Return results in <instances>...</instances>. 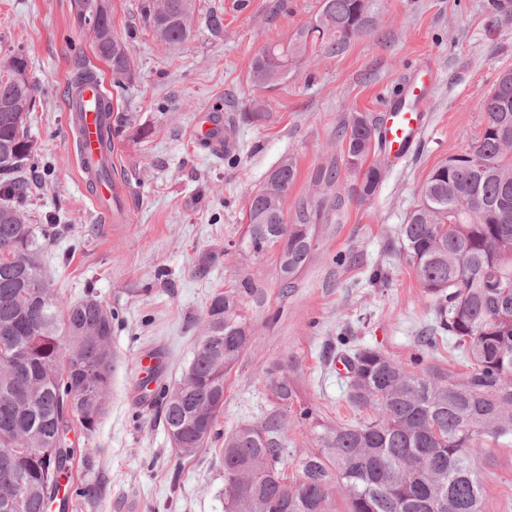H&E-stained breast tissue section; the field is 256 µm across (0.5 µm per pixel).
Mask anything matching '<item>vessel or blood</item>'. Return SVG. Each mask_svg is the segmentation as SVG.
Segmentation results:
<instances>
[{
    "instance_id": "1",
    "label": "vessel or blood",
    "mask_w": 512,
    "mask_h": 512,
    "mask_svg": "<svg viewBox=\"0 0 512 512\" xmlns=\"http://www.w3.org/2000/svg\"><path fill=\"white\" fill-rule=\"evenodd\" d=\"M431 92L427 82L405 81L397 102L387 105L377 126V140L381 150L392 160L406 159L425 134L429 120L420 108ZM104 96L99 81L91 80L77 86L68 102L76 156L83 181L90 185L96 210L105 222L119 221L126 198V188L106 176L101 162L110 149L103 141L105 119L97 112L96 102Z\"/></svg>"
}]
</instances>
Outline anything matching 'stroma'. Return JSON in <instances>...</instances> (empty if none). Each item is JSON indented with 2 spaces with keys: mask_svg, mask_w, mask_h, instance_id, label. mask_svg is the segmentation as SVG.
Masks as SVG:
<instances>
[{
  "mask_svg": "<svg viewBox=\"0 0 512 512\" xmlns=\"http://www.w3.org/2000/svg\"><path fill=\"white\" fill-rule=\"evenodd\" d=\"M76 0H0V67L17 52L37 88L26 124L34 164L25 172L30 223L60 232L42 264L65 301L94 294L118 320L112 333V399L93 436L80 439L63 482L81 477L100 485L98 503L72 512H224L221 443L192 458L172 446L157 404L146 401L143 354L162 356L163 383L179 378L202 332L215 291L253 276L265 293L251 310V347L224 384L222 430L261 421L277 401L270 383L286 358L299 400L330 421L354 417L346 381L336 370L337 337L408 359L421 332L434 324L430 299L398 251L399 228L420 200L431 171L463 153L483 129L478 103L501 71L512 68V14L494 0H372V26L341 53L305 62L269 88L249 80L251 64L274 37L308 23L320 0H197L193 36L179 46L159 42L146 24L144 0H111L112 30L133 56L124 90L96 57L91 37L74 21ZM220 16L221 30L209 19ZM86 56L122 118L112 143V168L129 190L120 232L97 217L77 167L65 103L79 56ZM437 76L424 102L430 122L405 162L382 159L377 191L359 199V181L341 169L340 210L318 224L312 257L283 289L275 256L225 252L238 240L253 194L285 159L297 165L287 209L310 194L317 167L341 158V132L353 116L378 121L403 78L421 63ZM221 120L227 148L197 137L203 113ZM235 154L226 163L225 153ZM351 262L337 266V253ZM483 512H512V443L479 453Z\"/></svg>",
  "mask_w": 512,
  "mask_h": 512,
  "instance_id": "stroma-1",
  "label": "stroma"
}]
</instances>
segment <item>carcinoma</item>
<instances>
[{
	"mask_svg": "<svg viewBox=\"0 0 512 512\" xmlns=\"http://www.w3.org/2000/svg\"><path fill=\"white\" fill-rule=\"evenodd\" d=\"M196 0H147L144 18L155 36L182 45L192 36ZM75 22L92 35L118 88L131 71L128 44L112 33L109 0H77ZM372 24L370 0H320L314 17L288 40H271L254 58L251 81L261 88L285 82L297 65L339 53ZM24 54L0 75V512H50L58 477L80 449L65 444L77 428L93 434L112 395V308L89 293L62 301L41 270L40 257L59 232L30 224L19 201L27 193L17 174L33 159L25 117L35 103ZM485 125L470 150L448 157L424 183L419 204L400 228V252L431 299L435 329L409 360L337 338L346 369L347 401L367 412L353 423H332L297 394L286 376L271 382L278 407L258 424L217 430L224 381L252 344L248 306L264 302L247 276L215 292L203 317L197 349L180 379L161 387L167 434H178L182 457L224 440V512H482L478 451L512 440V70H505L480 103ZM374 127L357 115L342 131L344 164L364 170L358 196L372 195L382 168L364 166ZM338 165L319 167L318 193L285 213L297 178L288 159L253 195L248 224L231 250L255 258L277 254L281 287H293L315 248V225L335 209ZM465 357L457 374L426 366L439 333ZM310 425L316 450L284 472L281 434L288 422ZM86 501L97 489L71 483Z\"/></svg>",
	"mask_w": 512,
	"mask_h": 512,
	"instance_id": "obj_1",
	"label": "carcinoma"
}]
</instances>
